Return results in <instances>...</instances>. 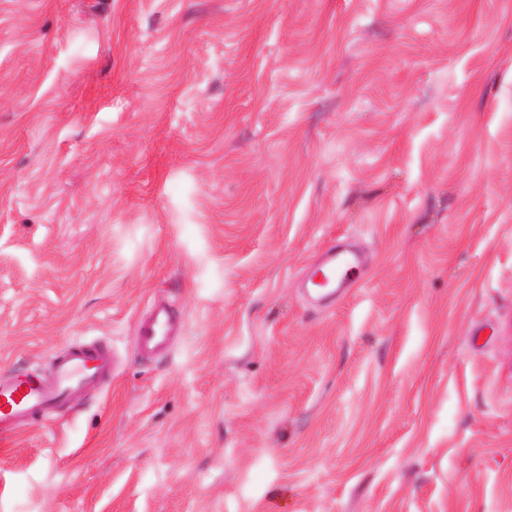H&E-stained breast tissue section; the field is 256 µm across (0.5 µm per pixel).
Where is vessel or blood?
Returning <instances> with one entry per match:
<instances>
[{"instance_id": "obj_1", "label": "vessel or blood", "mask_w": 512, "mask_h": 512, "mask_svg": "<svg viewBox=\"0 0 512 512\" xmlns=\"http://www.w3.org/2000/svg\"><path fill=\"white\" fill-rule=\"evenodd\" d=\"M361 273L357 255L329 248L308 277L304 297L312 306H329L352 290ZM184 328L171 306L153 305L136 321L140 357L150 360L166 353ZM116 371L117 361L110 351L73 345L52 359L49 372L0 374V435L19 433L35 418L52 414L76 392L97 386Z\"/></svg>"}]
</instances>
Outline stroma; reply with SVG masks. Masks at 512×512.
Wrapping results in <instances>:
<instances>
[{"label": "stroma", "mask_w": 512, "mask_h": 512, "mask_svg": "<svg viewBox=\"0 0 512 512\" xmlns=\"http://www.w3.org/2000/svg\"><path fill=\"white\" fill-rule=\"evenodd\" d=\"M80 343L0 512H512V0H0V373ZM362 263L355 254L329 248L320 264L307 279L303 294L306 301L323 308L346 296L360 280ZM135 325L139 356L144 360L169 351L185 328L181 316L167 304H154Z\"/></svg>", "instance_id": "obj_1"}]
</instances>
